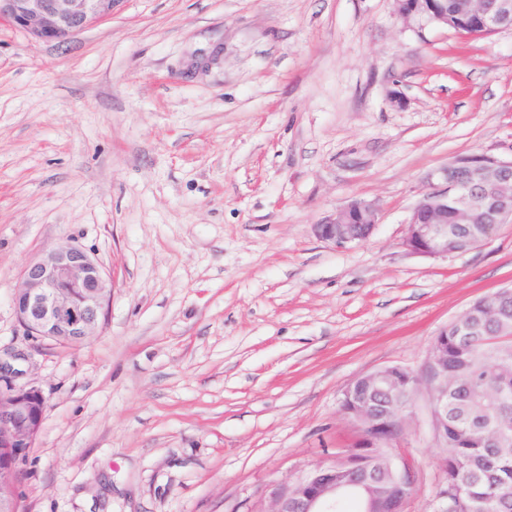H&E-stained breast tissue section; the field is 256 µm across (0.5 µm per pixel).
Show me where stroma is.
<instances>
[{
  "instance_id": "stroma-1",
  "label": "stroma",
  "mask_w": 512,
  "mask_h": 512,
  "mask_svg": "<svg viewBox=\"0 0 512 512\" xmlns=\"http://www.w3.org/2000/svg\"><path fill=\"white\" fill-rule=\"evenodd\" d=\"M512 157V30L403 23L396 0H121L63 44L0 21V352L46 411L23 512H268L353 447V379L421 370L442 327L512 285V224L466 253L402 244L426 175ZM376 204L347 249L313 226ZM69 240L113 280L93 336L13 305ZM392 456L444 512L427 390Z\"/></svg>"
}]
</instances>
